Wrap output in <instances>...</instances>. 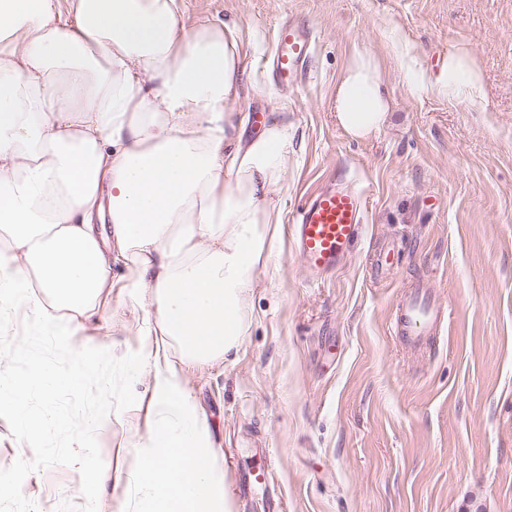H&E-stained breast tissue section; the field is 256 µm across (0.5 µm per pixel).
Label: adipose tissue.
Here are the masks:
<instances>
[{"mask_svg": "<svg viewBox=\"0 0 512 512\" xmlns=\"http://www.w3.org/2000/svg\"><path fill=\"white\" fill-rule=\"evenodd\" d=\"M236 25H186L182 0H0V313L24 316L73 365L44 388L91 380L98 359L63 312L94 314L105 289L148 309L152 425L135 479L148 512H234L209 427L179 365L238 351L257 271L279 252L294 127L277 115L246 135ZM435 90L482 91L466 44ZM390 99L378 63L351 55L336 87L341 127L378 131Z\"/></svg>", "mask_w": 512, "mask_h": 512, "instance_id": "ef3b65f1", "label": "adipose tissue"}]
</instances>
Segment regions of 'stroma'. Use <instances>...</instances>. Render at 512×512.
<instances>
[{"mask_svg": "<svg viewBox=\"0 0 512 512\" xmlns=\"http://www.w3.org/2000/svg\"><path fill=\"white\" fill-rule=\"evenodd\" d=\"M187 21L237 24L246 82L236 108L294 125L280 254L260 269L249 328L235 356L180 367L225 462L235 512H257L263 490L286 512H512V0H183ZM297 17L317 35L311 78L276 85L268 69L275 25ZM466 43L479 62L478 106L409 90L410 71L435 75ZM381 64L392 98L365 139L339 126L333 96L354 46ZM355 180L362 232L324 279L310 281L290 222L330 174ZM450 316L429 357L394 336L390 320L415 284ZM146 310L110 288L81 317L88 345L137 350ZM154 370L137 401L95 431L106 470L98 501L131 500L134 444L151 418ZM270 449L268 486L243 488L248 461ZM39 512L83 507L77 468L29 474Z\"/></svg>", "mask_w": 512, "mask_h": 512, "instance_id": "stroma-1", "label": "stroma"}]
</instances>
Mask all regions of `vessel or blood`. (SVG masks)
<instances>
[{
	"instance_id": "obj_1",
	"label": "vessel or blood",
	"mask_w": 512,
	"mask_h": 512,
	"mask_svg": "<svg viewBox=\"0 0 512 512\" xmlns=\"http://www.w3.org/2000/svg\"><path fill=\"white\" fill-rule=\"evenodd\" d=\"M315 44V33L305 22H279L272 46L273 80L292 87L305 82ZM364 216L363 194L350 181L333 175L301 201L292 238L311 280L324 277L346 256ZM444 319V307L436 302L429 288L420 285L397 303L391 329L411 349L423 354L431 348Z\"/></svg>"
}]
</instances>
